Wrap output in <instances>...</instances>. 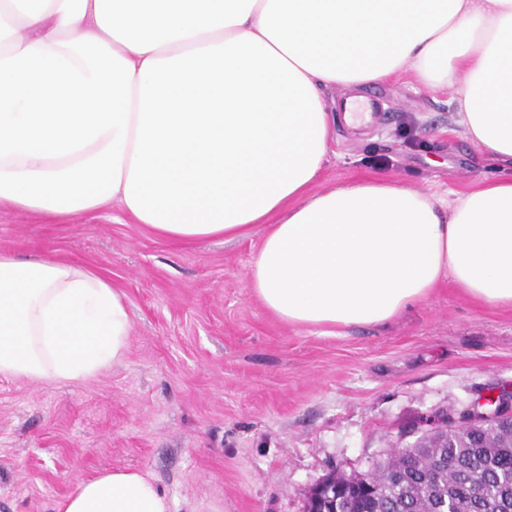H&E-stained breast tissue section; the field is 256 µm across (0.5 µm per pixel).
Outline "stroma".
<instances>
[{
  "label": "stroma",
  "instance_id": "35a3bbf8",
  "mask_svg": "<svg viewBox=\"0 0 512 512\" xmlns=\"http://www.w3.org/2000/svg\"><path fill=\"white\" fill-rule=\"evenodd\" d=\"M360 94L391 110L337 122L321 184L383 177L450 201L494 176L449 93L402 72ZM262 236L162 239L116 201L53 219L0 209L1 252L108 279L131 322L124 362L93 379L0 378V512H57L115 469L151 476L172 512H304L327 475L367 472L422 417L512 391V307L446 280L385 327L290 325L249 285Z\"/></svg>",
  "mask_w": 512,
  "mask_h": 512
}]
</instances>
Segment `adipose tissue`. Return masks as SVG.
Returning a JSON list of instances; mask_svg holds the SVG:
<instances>
[{"label": "adipose tissue", "mask_w": 512, "mask_h": 512, "mask_svg": "<svg viewBox=\"0 0 512 512\" xmlns=\"http://www.w3.org/2000/svg\"><path fill=\"white\" fill-rule=\"evenodd\" d=\"M414 72L452 89L498 167L446 201L384 179L318 184L327 90ZM119 201L166 238H247L282 321L382 326L446 278L512 305V0H0V206ZM131 324L104 277L0 254V376L69 383L121 364ZM58 512H171L136 470L77 482Z\"/></svg>", "instance_id": "obj_1"}]
</instances>
